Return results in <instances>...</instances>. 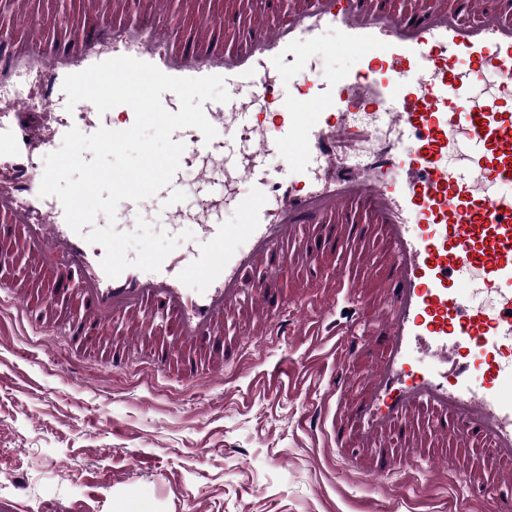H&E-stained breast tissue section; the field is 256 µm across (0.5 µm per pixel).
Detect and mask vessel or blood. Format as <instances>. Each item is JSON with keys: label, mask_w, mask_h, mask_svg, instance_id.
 <instances>
[{"label": "vessel or blood", "mask_w": 512, "mask_h": 512, "mask_svg": "<svg viewBox=\"0 0 512 512\" xmlns=\"http://www.w3.org/2000/svg\"><path fill=\"white\" fill-rule=\"evenodd\" d=\"M92 15L91 35L67 49L30 23L0 56V91L30 70L39 99L49 102L62 96L66 75L130 56L171 76H223L231 93L252 84L271 99L279 135L257 141L246 103L232 112L205 106L217 130L212 141L192 127L176 130L182 164L202 167L223 153L252 190L242 195L234 182L202 179L190 211L172 180L160 194L173 222L198 224L206 249L166 258L156 272L131 267L111 279L101 267L104 248L67 225L57 198L40 196L36 163L70 128L95 132L100 115L16 103L0 111V250L49 271L46 303L78 285L84 316L70 334L160 309L177 321L167 359L187 346L208 348L245 307L274 322L267 308L276 283L265 272L294 266L289 245L317 268L335 259L338 238L362 243L378 229L384 256L364 253L357 273L336 270L330 283L333 296L356 302L348 324L370 311L378 318L368 385L345 400L351 370L339 360L332 400L312 404L307 418L329 428L340 448H378L395 435L401 448L383 458L388 468L417 456L418 419L429 413L435 441L484 450L477 469L454 472L470 497L496 485L494 512H512V0L495 9L481 0H297L274 26L254 20L244 38L225 29L222 15L199 14L188 42L155 12L134 26L118 12ZM327 27L355 55L353 70L318 76L303 66L306 44ZM229 124L239 127L232 142L222 135ZM366 140L381 141L379 152L349 164L346 149ZM265 151L281 156L280 170L260 171ZM229 204L241 223L222 222ZM374 273L385 293L358 299ZM476 291L492 304L474 303ZM421 347L429 358L417 364Z\"/></svg>", "instance_id": "vessel-or-blood-1"}]
</instances>
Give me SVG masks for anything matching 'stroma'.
Segmentation results:
<instances>
[{
  "mask_svg": "<svg viewBox=\"0 0 512 512\" xmlns=\"http://www.w3.org/2000/svg\"><path fill=\"white\" fill-rule=\"evenodd\" d=\"M83 0H68V25L55 24L56 0H27L22 16L43 19L62 46L81 39ZM314 71L353 68L354 57L328 30L304 53ZM321 272H284L271 308L277 326L259 334L243 317L224 325L213 352L189 353L187 367L159 373L153 354L169 344L172 323L156 314L138 336L117 320L106 334L53 336L73 323L76 296L43 307L44 271L0 274V512H119L127 498L143 512H489L453 477L455 463L477 464L475 448L427 442L396 473L373 471L374 451L337 448L304 422L306 408L331 392L336 337ZM29 286L26 308L10 284ZM123 354L111 366L113 351Z\"/></svg>",
  "mask_w": 512,
  "mask_h": 512,
  "instance_id": "obj_1",
  "label": "stroma"
}]
</instances>
